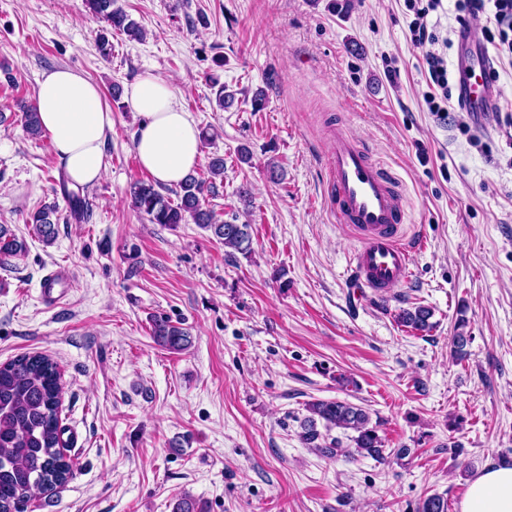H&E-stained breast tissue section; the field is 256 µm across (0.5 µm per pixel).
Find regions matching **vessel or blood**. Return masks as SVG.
Here are the masks:
<instances>
[{
	"instance_id": "obj_1",
	"label": "vessel or blood",
	"mask_w": 512,
	"mask_h": 512,
	"mask_svg": "<svg viewBox=\"0 0 512 512\" xmlns=\"http://www.w3.org/2000/svg\"><path fill=\"white\" fill-rule=\"evenodd\" d=\"M458 42L466 50L458 64V98L480 125H489L497 89L488 79V52L475 31L459 32ZM327 170L336 221L350 225L358 242L349 266L350 286L360 294L386 297L390 288L408 281L412 254L425 241L407 236V214L392 177L356 139L336 133ZM68 292L65 277L54 270L45 274L40 297L45 307L59 306Z\"/></svg>"
}]
</instances>
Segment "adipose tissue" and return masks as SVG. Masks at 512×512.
I'll use <instances>...</instances> for the list:
<instances>
[{
	"instance_id": "1",
	"label": "adipose tissue",
	"mask_w": 512,
	"mask_h": 512,
	"mask_svg": "<svg viewBox=\"0 0 512 512\" xmlns=\"http://www.w3.org/2000/svg\"><path fill=\"white\" fill-rule=\"evenodd\" d=\"M125 103L141 119L135 140L140 166L156 184H180L201 160V133L179 106L172 84L145 73L127 88ZM37 109L69 181L78 186L99 181L112 129V111L99 87L71 69H55L38 83ZM461 512H512V464L496 462L476 475Z\"/></svg>"
}]
</instances>
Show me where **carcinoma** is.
<instances>
[{
  "instance_id": "obj_1",
  "label": "carcinoma",
  "mask_w": 512,
  "mask_h": 512,
  "mask_svg": "<svg viewBox=\"0 0 512 512\" xmlns=\"http://www.w3.org/2000/svg\"><path fill=\"white\" fill-rule=\"evenodd\" d=\"M89 10L102 19L107 28L97 37L100 54L112 51L108 34L123 33L133 39L143 36L142 26L116 0H86ZM29 136H42L37 107L26 108L22 115ZM209 178L192 174L180 184L178 202L172 203L150 181L137 180L131 185L134 208L148 216L153 224H184L192 219L212 233L224 247L247 256L252 251L250 225L225 221L209 207L207 194H215L213 179L224 175V158L210 159ZM60 191L67 199L74 220L89 219L88 205L80 191L69 189L67 181H59ZM27 223L33 225L39 238L51 244L58 235L57 207L45 204L31 213ZM27 250L5 224H0V259L17 257ZM432 312L426 307L404 309L398 321L417 331L433 327ZM151 333L158 345L182 351L191 344L188 332L165 318L152 321ZM61 397L60 373L57 363L41 353L24 354L0 365V512H25L24 506L36 492L52 489L67 482L72 465L61 453L66 447L65 428L60 425L58 410ZM308 415L300 422V440L322 456L332 459L340 455L370 457L385 464L390 457L403 459L409 448L389 451L385 438L379 434L380 423H371L369 412L345 401L316 400L307 404ZM324 430H319L318 425ZM352 431L349 447L342 446L333 429ZM416 512H448V499L439 494L424 498Z\"/></svg>"
}]
</instances>
